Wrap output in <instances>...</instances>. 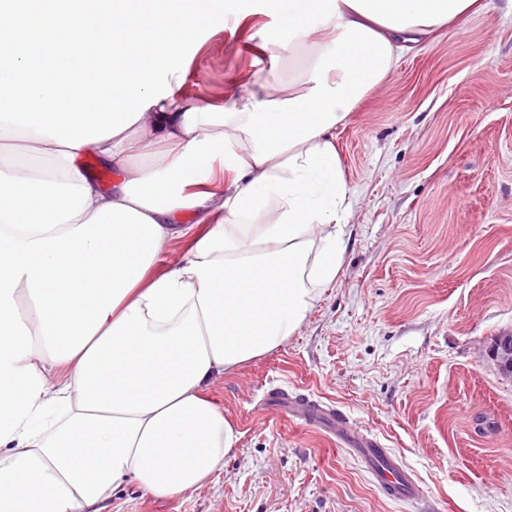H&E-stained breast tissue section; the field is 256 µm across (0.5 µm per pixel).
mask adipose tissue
<instances>
[{"instance_id": "1", "label": "adipose tissue", "mask_w": 512, "mask_h": 512, "mask_svg": "<svg viewBox=\"0 0 512 512\" xmlns=\"http://www.w3.org/2000/svg\"><path fill=\"white\" fill-rule=\"evenodd\" d=\"M337 5L269 45L296 62L289 81L216 103L177 87L77 149L0 136V512H105L126 481L168 497L223 470L237 433L211 385L296 335L342 265L337 129L481 0ZM189 219L205 232L158 271Z\"/></svg>"}]
</instances>
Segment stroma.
<instances>
[{
    "mask_svg": "<svg viewBox=\"0 0 512 512\" xmlns=\"http://www.w3.org/2000/svg\"><path fill=\"white\" fill-rule=\"evenodd\" d=\"M254 13L204 33L184 90L223 96L246 74L287 79ZM336 142L356 196L336 280L281 347L217 380L237 431L224 469L172 498L117 490L108 512H512V378L487 361L512 329V10L446 27L398 62ZM341 410L423 489L395 501L324 425L265 397Z\"/></svg>",
    "mask_w": 512,
    "mask_h": 512,
    "instance_id": "obj_1",
    "label": "stroma"
}]
</instances>
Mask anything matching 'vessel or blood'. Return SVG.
<instances>
[{
  "label": "vessel or blood",
  "mask_w": 512,
  "mask_h": 512,
  "mask_svg": "<svg viewBox=\"0 0 512 512\" xmlns=\"http://www.w3.org/2000/svg\"><path fill=\"white\" fill-rule=\"evenodd\" d=\"M273 402L279 409L288 411L289 414L306 420L329 423L335 429L338 440L364 461L390 498H419V485L412 474L396 463L389 450L383 448L376 437L357 431L343 413L323 408L308 397L286 392L275 393Z\"/></svg>",
  "instance_id": "vessel-or-blood-1"
}]
</instances>
